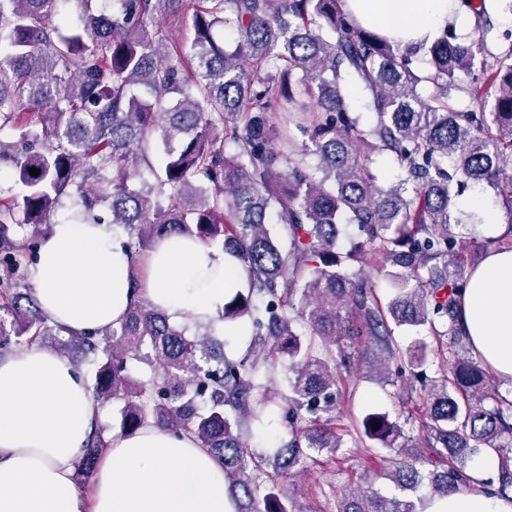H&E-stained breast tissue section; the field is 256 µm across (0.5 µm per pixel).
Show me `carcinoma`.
<instances>
[{
	"instance_id": "carcinoma-1",
	"label": "carcinoma",
	"mask_w": 512,
	"mask_h": 512,
	"mask_svg": "<svg viewBox=\"0 0 512 512\" xmlns=\"http://www.w3.org/2000/svg\"><path fill=\"white\" fill-rule=\"evenodd\" d=\"M60 2L0 0V131L13 132L0 139V171L21 186L0 197V355L61 334L31 268L50 213L75 195L93 222L128 230L134 260L183 234L221 241L240 266L246 286L228 292L219 319L248 322L249 363L224 356L212 327L189 335L143 301L118 326L64 343L95 365L96 400L124 402L121 431L153 424L208 449L237 512H309L278 480L297 477L310 452L341 447L328 427L339 373L360 359L380 380L409 376L429 422L406 437L388 414H366L361 441L391 450L385 476L399 494L353 488L336 512H425L430 496L475 490L469 465L488 449L499 466L482 487L512 493V399L458 326L467 258L450 192L458 175L487 185L512 228V33L505 47L491 40L490 0H461L472 38L450 25L405 48L357 23L345 0H114L110 14L101 0H80L77 20L56 23ZM188 13L186 45L161 20ZM226 31L231 44L217 38ZM477 59L489 75L482 93L461 80H480ZM454 91L470 104L453 107ZM154 134L166 146L158 167L143 147ZM375 153L405 178L379 186ZM101 203L107 220L95 213ZM24 224L32 231L19 238ZM340 224L359 232L344 252ZM373 269L390 283L384 307ZM391 322L445 337L440 375L424 370L427 343L400 347ZM277 357L288 358L289 395L275 413V397L254 391ZM132 361L153 367L148 383L131 378ZM274 414L291 439L248 451L247 423ZM108 447L96 428L78 484ZM430 451L447 468L425 469Z\"/></svg>"
}]
</instances>
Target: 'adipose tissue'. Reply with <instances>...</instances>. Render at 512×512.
Segmentation results:
<instances>
[{"mask_svg":"<svg viewBox=\"0 0 512 512\" xmlns=\"http://www.w3.org/2000/svg\"><path fill=\"white\" fill-rule=\"evenodd\" d=\"M459 0H346L360 23L401 44L432 42ZM123 242L105 224L55 222L32 281L39 304L66 334L118 324L144 297L181 324L211 323L237 265L198 239L174 235L146 253L142 290ZM459 324L476 353L512 382V247L491 249L468 271ZM104 408L76 368L32 346L0 359V512H236L223 466L192 438L153 426L113 431L93 494L76 490V464ZM426 512H512V496L476 490L433 498Z\"/></svg>","mask_w":512,"mask_h":512,"instance_id":"adipose-tissue-1","label":"adipose tissue"}]
</instances>
